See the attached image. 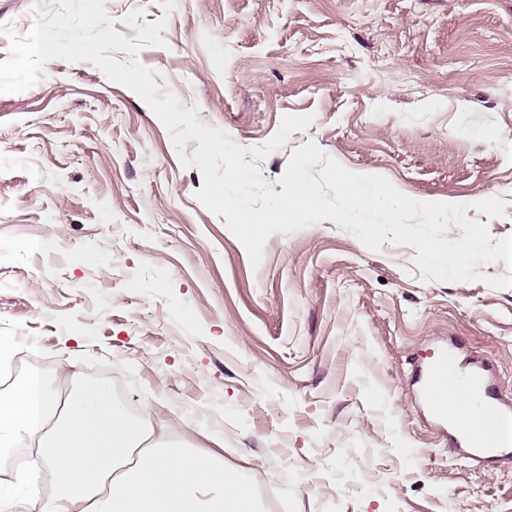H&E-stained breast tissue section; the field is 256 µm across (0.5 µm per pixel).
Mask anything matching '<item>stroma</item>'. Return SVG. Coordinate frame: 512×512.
Masks as SVG:
<instances>
[{
  "instance_id": "1",
  "label": "stroma",
  "mask_w": 512,
  "mask_h": 512,
  "mask_svg": "<svg viewBox=\"0 0 512 512\" xmlns=\"http://www.w3.org/2000/svg\"><path fill=\"white\" fill-rule=\"evenodd\" d=\"M41 0H0V61ZM167 18L139 59L240 146L315 121L261 161L281 192L314 142L422 202L454 199L512 235V0H106ZM197 141L130 88L56 58L0 93V345L57 392L120 385L173 443L245 476L255 512H512V457L476 463L420 407L413 369L443 344L512 402V288L423 281L416 249L366 247L325 220L264 245L259 267L196 196ZM498 196L503 216L476 211Z\"/></svg>"
}]
</instances>
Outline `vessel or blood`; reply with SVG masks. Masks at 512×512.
Instances as JSON below:
<instances>
[{"instance_id":"1","label":"vessel or blood","mask_w":512,"mask_h":512,"mask_svg":"<svg viewBox=\"0 0 512 512\" xmlns=\"http://www.w3.org/2000/svg\"><path fill=\"white\" fill-rule=\"evenodd\" d=\"M417 384L435 421L450 428L471 458L491 460L512 453V406L498 397L484 368L464 366L455 348L436 350ZM457 411H449V395Z\"/></svg>"}]
</instances>
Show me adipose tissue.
Listing matches in <instances>:
<instances>
[{"instance_id":"obj_1","label":"adipose tissue","mask_w":512,"mask_h":512,"mask_svg":"<svg viewBox=\"0 0 512 512\" xmlns=\"http://www.w3.org/2000/svg\"><path fill=\"white\" fill-rule=\"evenodd\" d=\"M124 406L109 389L79 390L66 402L32 374L0 391V449L38 440L43 468L21 471L28 512H247L253 497L223 464L166 442L169 424L128 428ZM57 475L52 496L39 492L43 470Z\"/></svg>"}]
</instances>
